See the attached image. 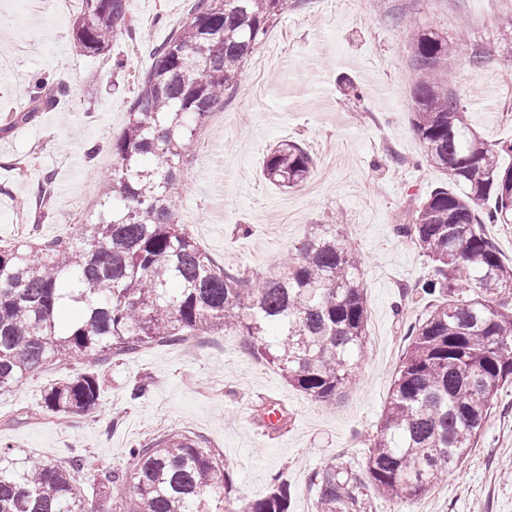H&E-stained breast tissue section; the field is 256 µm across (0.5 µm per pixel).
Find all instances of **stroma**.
<instances>
[{"mask_svg": "<svg viewBox=\"0 0 512 512\" xmlns=\"http://www.w3.org/2000/svg\"><path fill=\"white\" fill-rule=\"evenodd\" d=\"M43 0H0V126L28 108L29 87L43 75L64 82L67 96L10 133H0V242L36 235H74L93 214L112 162V140L127 122L139 77L152 64L195 0H132L135 31L110 51L88 56L72 38L75 9ZM362 11L327 0H293L268 28L258 57L269 60L260 87L242 80L225 102L223 125L207 123L181 167L180 218L214 259L234 257L251 281L277 270L313 225L337 216L338 228L362 256L368 333L356 383L333 405L316 402L247 351L238 336H200L155 343L97 366L101 401L88 417L47 416L41 396L51 381L82 372L59 365L0 394V442L59 463L80 449L77 477L91 488L102 465L125 467L129 448L185 431L220 453L239 504L263 497L274 475L291 488L289 512H315L314 471L342 458L364 468L389 388L409 339L406 330L428 301L413 287L432 272L427 257L395 225L447 177L427 164L409 108L415 78L411 43L398 15L450 39L456 54L444 79L461 98L475 129L490 140L512 136V29L496 18L504 0H362ZM486 62L469 64L472 49ZM357 85L361 98L347 92ZM283 139L303 143L315 167L308 182L283 191L262 175L266 151ZM51 196L41 223L29 201L44 175ZM145 383V397L129 391ZM284 405L288 422L271 431L264 408ZM373 512H512V384L498 394L483 435L469 456L413 505L371 493Z\"/></svg>", "mask_w": 512, "mask_h": 512, "instance_id": "35a3bbf8", "label": "stroma"}]
</instances>
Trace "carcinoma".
I'll return each instance as SVG.
<instances>
[{
  "label": "carcinoma",
  "mask_w": 512,
  "mask_h": 512,
  "mask_svg": "<svg viewBox=\"0 0 512 512\" xmlns=\"http://www.w3.org/2000/svg\"><path fill=\"white\" fill-rule=\"evenodd\" d=\"M130 0H81L72 32L95 56L129 32ZM288 0H196L176 33L153 50V63L112 140V169L95 218L74 237L0 245V392L54 362L100 363L153 342L225 332L288 384L334 404L356 382L368 321L360 261L334 224H319L279 274L254 285L239 267L202 250L179 220L180 167L248 59ZM412 125L427 163L448 176L396 225L433 263L413 292L431 298L407 330L409 344L393 380L365 470L344 461L315 473V512H366L368 490L413 504L467 458L504 384L512 383V264L485 235L512 224V140L476 136L457 94L442 78L451 43L412 34ZM67 88L42 85L27 123L51 110ZM315 165L298 142L281 140L263 158L265 178L297 190ZM69 308L78 315L63 319ZM98 375L86 370L45 387L51 416L85 417L99 405ZM80 454L66 464L17 455L0 444V512H112V485L133 496L118 512H288L280 476L244 509L233 500L223 460L184 432L132 448L121 470L103 467L102 498L78 491Z\"/></svg>",
  "instance_id": "carcinoma-1"
}]
</instances>
